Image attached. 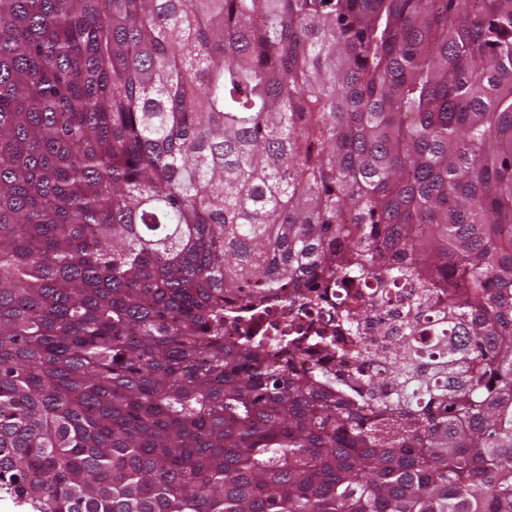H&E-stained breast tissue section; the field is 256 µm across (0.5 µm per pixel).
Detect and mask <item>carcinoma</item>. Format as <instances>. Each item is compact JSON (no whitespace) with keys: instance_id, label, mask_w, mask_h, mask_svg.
<instances>
[{"instance_id":"cac0c4a2","label":"carcinoma","mask_w":512,"mask_h":512,"mask_svg":"<svg viewBox=\"0 0 512 512\" xmlns=\"http://www.w3.org/2000/svg\"><path fill=\"white\" fill-rule=\"evenodd\" d=\"M333 283L336 367L224 339ZM0 490L512 512V0H0ZM401 318L395 314L385 321L384 324H378L376 317L372 312H362L358 318L357 329L359 334L371 345L372 350L381 349L389 345L400 328Z\"/></svg>"}]
</instances>
